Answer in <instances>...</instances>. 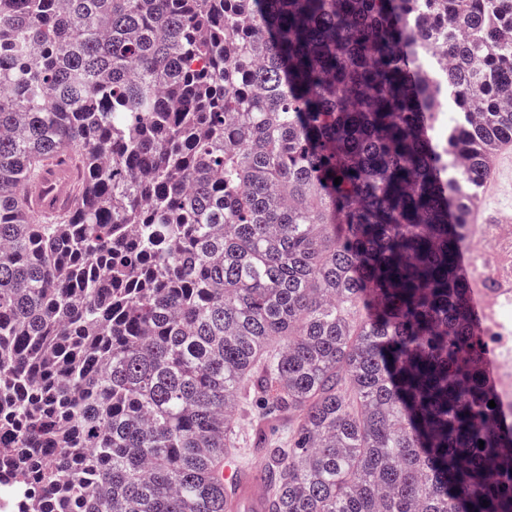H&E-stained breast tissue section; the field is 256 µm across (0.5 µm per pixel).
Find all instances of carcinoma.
I'll use <instances>...</instances> for the list:
<instances>
[{
    "label": "carcinoma",
    "instance_id": "cac0c4a2",
    "mask_svg": "<svg viewBox=\"0 0 512 512\" xmlns=\"http://www.w3.org/2000/svg\"><path fill=\"white\" fill-rule=\"evenodd\" d=\"M505 136L512 0H0L10 508L229 512L246 390L267 512H512L453 222Z\"/></svg>",
    "mask_w": 512,
    "mask_h": 512
}]
</instances>
